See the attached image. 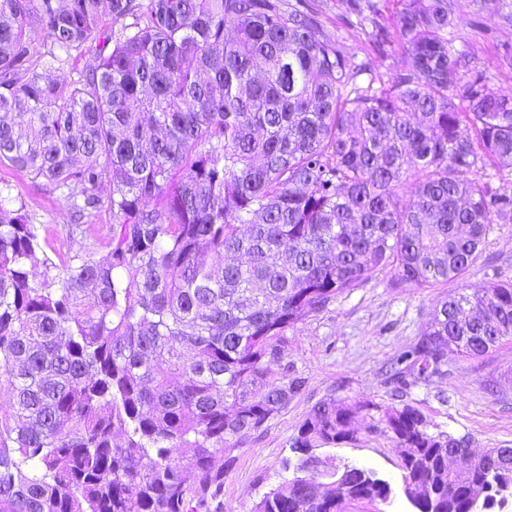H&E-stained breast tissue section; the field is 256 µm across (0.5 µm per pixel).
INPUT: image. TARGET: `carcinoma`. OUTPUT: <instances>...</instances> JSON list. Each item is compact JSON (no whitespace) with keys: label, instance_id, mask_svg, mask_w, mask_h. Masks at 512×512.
I'll return each instance as SVG.
<instances>
[{"label":"carcinoma","instance_id":"obj_1","mask_svg":"<svg viewBox=\"0 0 512 512\" xmlns=\"http://www.w3.org/2000/svg\"><path fill=\"white\" fill-rule=\"evenodd\" d=\"M399 27L407 65L375 88L302 2L0 0V163L64 199L74 242L112 218L105 255L55 261L0 184V512H224L234 452L305 387L288 331L380 269L408 290L458 280L512 223V93L460 73L448 0H410ZM74 54L80 76L59 79ZM511 338L512 283L460 292L390 382ZM363 410L433 512L512 484L496 448L448 469L455 436L410 405L330 398L253 512L375 501L357 474L339 500L301 487L336 476L318 450L355 440Z\"/></svg>","mask_w":512,"mask_h":512}]
</instances>
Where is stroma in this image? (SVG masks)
<instances>
[{"mask_svg":"<svg viewBox=\"0 0 512 512\" xmlns=\"http://www.w3.org/2000/svg\"><path fill=\"white\" fill-rule=\"evenodd\" d=\"M309 2L351 63H369L370 72L358 75L356 84L390 86L406 62L398 27L406 0ZM448 39L463 72H481L489 92L512 89V0H448ZM0 182L23 194L43 226L42 236L66 255L65 202L6 163L0 165ZM495 281H512V223L495 225L480 258L460 280L409 292L393 287L390 271L380 270L290 330L284 359L294 364L306 385L286 412L238 450L236 464L224 476V512H252L266 492L292 478L285 467L292 456L291 440L316 403L330 397L350 404L367 399L390 403L386 371L418 340L438 301ZM403 401L418 408L432 430L469 436L473 448H512V341L477 359L449 355L444 379L410 387ZM353 427L355 441L332 448L331 456L390 483L393 493L383 512H416L401 491L402 458L389 435L377 430L364 412Z\"/></svg>","mask_w":512,"mask_h":512,"instance_id":"1","label":"stroma"}]
</instances>
